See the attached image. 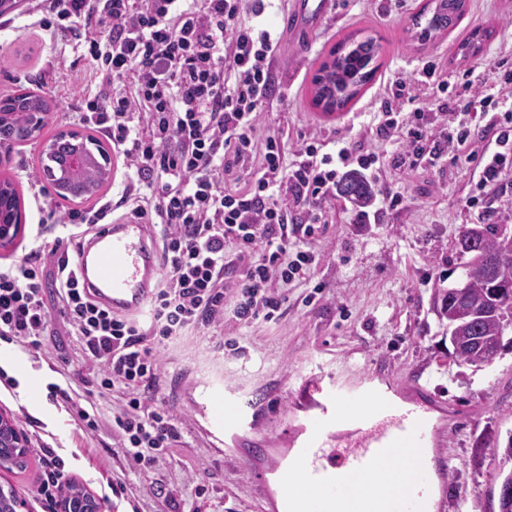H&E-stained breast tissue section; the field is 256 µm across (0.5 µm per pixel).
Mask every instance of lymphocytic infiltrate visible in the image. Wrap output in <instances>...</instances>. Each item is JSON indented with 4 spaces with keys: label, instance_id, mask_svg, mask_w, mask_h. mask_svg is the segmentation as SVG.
I'll return each instance as SVG.
<instances>
[{
    "label": "lymphocytic infiltrate",
    "instance_id": "f902f5d3",
    "mask_svg": "<svg viewBox=\"0 0 512 512\" xmlns=\"http://www.w3.org/2000/svg\"><path fill=\"white\" fill-rule=\"evenodd\" d=\"M273 0H29L51 34H71L91 64L79 118L120 152L130 171L117 201L85 212L43 209L67 234L39 240L0 267V339L39 347L51 322L48 290L96 371L99 397L126 392L110 425L127 458L151 471L180 437L160 391L161 347L225 319L276 322L288 285L306 280L325 209L354 169L382 180L379 156L311 134L298 147L258 135L274 95L284 32L264 20ZM462 109L426 111L403 79L378 101L376 140L401 145L414 169L482 141L468 205L484 202L512 168V110H499L473 71ZM130 218L158 228L162 272L143 314L103 309L79 285L72 259L89 229ZM43 512L67 483L54 449L39 451Z\"/></svg>",
    "mask_w": 512,
    "mask_h": 512
}]
</instances>
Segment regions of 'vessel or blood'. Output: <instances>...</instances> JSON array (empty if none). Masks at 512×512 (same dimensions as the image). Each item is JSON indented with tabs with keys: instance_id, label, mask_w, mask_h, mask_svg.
I'll use <instances>...</instances> for the list:
<instances>
[{
	"instance_id": "obj_1",
	"label": "vessel or blood",
	"mask_w": 512,
	"mask_h": 512,
	"mask_svg": "<svg viewBox=\"0 0 512 512\" xmlns=\"http://www.w3.org/2000/svg\"><path fill=\"white\" fill-rule=\"evenodd\" d=\"M332 0H294L288 20L298 41L309 45ZM81 284L118 314L142 313L161 273L160 255L148 225H102L78 252ZM291 396L307 422L285 426L287 449L279 462L254 470L255 494L266 498L269 482L281 492V512H346L350 478L379 474L384 464L410 450L414 475L398 492H377V512H445L448 506V433L456 424L447 400L421 384L407 385L377 373L349 384L330 374L302 379ZM216 428L232 441H263L264 415L241 405L233 389L217 394Z\"/></svg>"
}]
</instances>
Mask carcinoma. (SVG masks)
Masks as SVG:
<instances>
[{"label": "carcinoma", "instance_id": "carcinoma-1", "mask_svg": "<svg viewBox=\"0 0 512 512\" xmlns=\"http://www.w3.org/2000/svg\"><path fill=\"white\" fill-rule=\"evenodd\" d=\"M435 8L424 6L413 22L420 28L418 39L430 41L457 26L465 13L466 0H434ZM382 51L380 40L368 36L361 40L345 37L331 50L333 59L321 64L313 76V101L322 111L332 113L347 108L371 82L379 65ZM49 100L37 93L20 92L0 98V140L28 142L40 136L46 123L34 125L35 113L49 114ZM90 155L91 161L80 171L70 168L68 159L73 148ZM44 175L51 177L56 194L62 199L91 198L109 180L108 159L101 143L91 135L76 132H59L41 155ZM340 193L343 197L366 203L373 196V189L356 174L348 175ZM20 208V194L14 183L0 180V221L5 223L16 217ZM482 251L487 255L511 252L512 244L500 237L495 224H483L479 230ZM496 284L512 291V261L501 265L494 278H489L484 267L462 263L459 293L452 287L440 297L439 315L448 320L452 333L451 356L462 362L477 358L483 348L504 343L506 332L512 329V314H503L491 294Z\"/></svg>", "mask_w": 512, "mask_h": 512}]
</instances>
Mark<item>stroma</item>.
I'll return each mask as SVG.
<instances>
[{"instance_id": "1", "label": "stroma", "mask_w": 512, "mask_h": 512, "mask_svg": "<svg viewBox=\"0 0 512 512\" xmlns=\"http://www.w3.org/2000/svg\"><path fill=\"white\" fill-rule=\"evenodd\" d=\"M316 39L301 47L284 38L277 60L278 83L272 107L262 114L270 132L318 131L353 144L377 118L373 105L387 83L411 77L424 62H439L444 75H459L484 65L487 87L497 85V67L512 66V0H467L455 29L425 44L410 24L426 0H335ZM488 31L479 50L463 53L461 43ZM381 38L380 68L362 93L340 115L326 118L312 102L311 79L329 50L349 34ZM87 60L71 42L46 44L25 13L0 15V98L21 90L52 99L54 106L40 139L13 146L0 163V178L14 182L24 201V233L0 247V266L20 260L41 217L40 198H54L38 175L44 139L61 131L92 133L77 119L80 97L68 79L83 73ZM395 148L380 154L384 181L406 201L396 210H380L372 224L355 223L343 199L328 208V222L314 249L318 263L308 281L288 288V312L279 323L244 326L225 321L201 328L168 344L160 353L162 391L180 420L181 436L151 472L144 473L124 455L115 435L102 428L83 435L62 402L42 396L31 407L17 388L0 390V413L15 420L31 447L23 467L0 469V485H12L23 512H42L37 447L46 445L65 459L69 479L97 495H109L108 512H268L252 491V477L241 463V450L226 447L212 433L207 416L197 412L203 392L222 385L237 387L245 398L273 415L266 434L276 438L280 417L302 412L278 394L302 376L324 371L343 378L384 369L396 379L439 390L459 404L463 417L448 435V456L455 474L447 512H498V489L491 477L502 465L492 449L477 441L512 435V347L494 363L475 368L454 362L445 326L434 303L438 289L460 280L455 243L463 228L500 224L512 228V171L505 172L498 196L482 205L466 203L475 163L442 157L426 169L394 165ZM323 290L314 306L301 303L314 285ZM53 334L37 348L21 349L28 369L46 382H61L62 371H81L74 337L63 324L57 298H49Z\"/></svg>"}]
</instances>
